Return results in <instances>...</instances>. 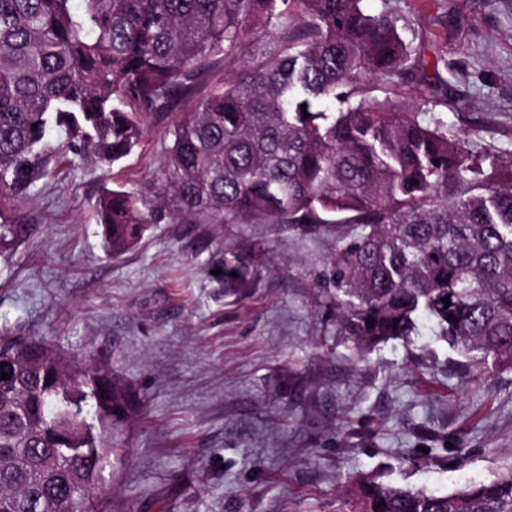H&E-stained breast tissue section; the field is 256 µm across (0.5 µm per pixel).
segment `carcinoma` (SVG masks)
I'll return each mask as SVG.
<instances>
[{"mask_svg": "<svg viewBox=\"0 0 512 512\" xmlns=\"http://www.w3.org/2000/svg\"><path fill=\"white\" fill-rule=\"evenodd\" d=\"M85 2L78 16L70 0H0L1 206L67 151L111 168L188 99L153 208L120 185L99 197L112 255L165 212L332 230L336 326L357 351L419 335L424 313L468 377L512 371V157L476 154L443 117L395 100L416 54L396 0L377 13L364 0ZM258 29L277 37L237 63ZM216 61L234 68L195 94ZM224 277L244 288L251 270L232 253ZM1 373L0 512H90L125 386L41 343L0 345ZM339 512H512V464L448 494L360 475Z\"/></svg>", "mask_w": 512, "mask_h": 512, "instance_id": "carcinoma-1", "label": "carcinoma"}]
</instances>
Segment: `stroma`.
<instances>
[{
    "instance_id": "obj_1",
    "label": "stroma",
    "mask_w": 512,
    "mask_h": 512,
    "mask_svg": "<svg viewBox=\"0 0 512 512\" xmlns=\"http://www.w3.org/2000/svg\"><path fill=\"white\" fill-rule=\"evenodd\" d=\"M419 46L414 92L444 54L433 112L473 151L512 155V0H401ZM176 114L153 118L112 172L71 157L1 213L0 336L93 356L128 388L130 420L99 482L100 512H337L350 478L447 494L512 460V372L464 381L422 320L355 358L336 328L330 232L157 218L115 257L96 206L123 185L154 197ZM251 266L244 288L217 268Z\"/></svg>"
}]
</instances>
